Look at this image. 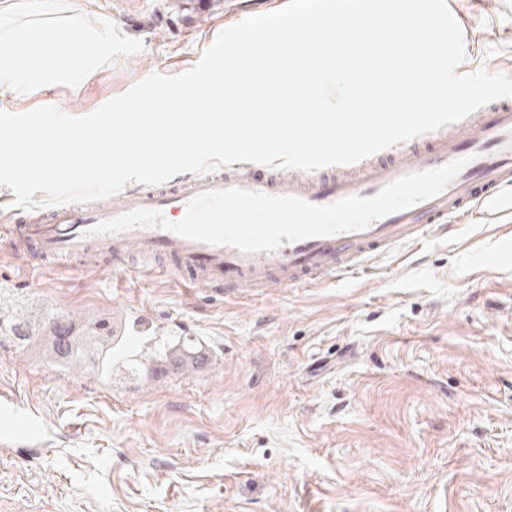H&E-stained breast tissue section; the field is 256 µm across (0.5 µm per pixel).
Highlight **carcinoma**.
Listing matches in <instances>:
<instances>
[{
	"instance_id": "1",
	"label": "carcinoma",
	"mask_w": 512,
	"mask_h": 512,
	"mask_svg": "<svg viewBox=\"0 0 512 512\" xmlns=\"http://www.w3.org/2000/svg\"><path fill=\"white\" fill-rule=\"evenodd\" d=\"M45 329L41 336H35L30 323L24 317L10 321L4 333L8 341L23 349L41 338L48 344L47 365L58 371H70L89 366L95 369L99 378L112 382V361L123 358L130 362L138 373L149 376L156 367L171 360L175 355L182 358L178 366L188 371L201 364L199 347L195 336H166L154 342L144 359L132 357L134 349L117 344L112 336V322L108 318L90 319L81 329L71 314L58 308H48L43 312Z\"/></svg>"
}]
</instances>
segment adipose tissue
Wrapping results in <instances>:
<instances>
[{
	"mask_svg": "<svg viewBox=\"0 0 512 512\" xmlns=\"http://www.w3.org/2000/svg\"><path fill=\"white\" fill-rule=\"evenodd\" d=\"M56 0H14L0 8V99L17 91H39L65 75L91 79L97 61L112 41V22L78 28L76 36H49L38 28L17 23L14 12L31 16L51 13Z\"/></svg>",
	"mask_w": 512,
	"mask_h": 512,
	"instance_id": "1",
	"label": "adipose tissue"
}]
</instances>
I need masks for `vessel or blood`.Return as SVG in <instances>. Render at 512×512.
Returning <instances> with one entry per match:
<instances>
[{"label":"vessel or blood","instance_id":"vessel-or-blood-1","mask_svg":"<svg viewBox=\"0 0 512 512\" xmlns=\"http://www.w3.org/2000/svg\"><path fill=\"white\" fill-rule=\"evenodd\" d=\"M466 165L439 195L381 218L364 229L299 240L275 252L246 253L231 245H209L158 227L92 235L96 225L137 209L161 211L172 222L188 202L228 188L292 195L316 205L347 197H371L397 179L445 166ZM512 192V99L478 108L474 120L449 124L380 151L358 165L288 173L279 167L236 162L154 187L133 184L123 192L87 203L46 208L18 207L0 217V243L29 265L63 259L98 260L124 266L130 253L152 257L146 274L188 272L193 288L228 289L250 296L257 288H286L300 282H338L358 273L373 257L422 240L449 219L496 205Z\"/></svg>","mask_w":512,"mask_h":512}]
</instances>
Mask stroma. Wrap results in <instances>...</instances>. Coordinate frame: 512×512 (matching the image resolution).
<instances>
[{
	"mask_svg": "<svg viewBox=\"0 0 512 512\" xmlns=\"http://www.w3.org/2000/svg\"><path fill=\"white\" fill-rule=\"evenodd\" d=\"M288 0H64L65 32L112 21L87 84L17 93L86 115L154 73L176 75L218 33ZM465 59L512 77V0H453ZM0 305L37 318L132 311L185 330L203 371L103 385L0 344V512H512V209L473 216L374 261L362 277L253 298L135 267L33 268L0 252Z\"/></svg>",
	"mask_w": 512,
	"mask_h": 512,
	"instance_id": "stroma-1",
	"label": "stroma"
}]
</instances>
